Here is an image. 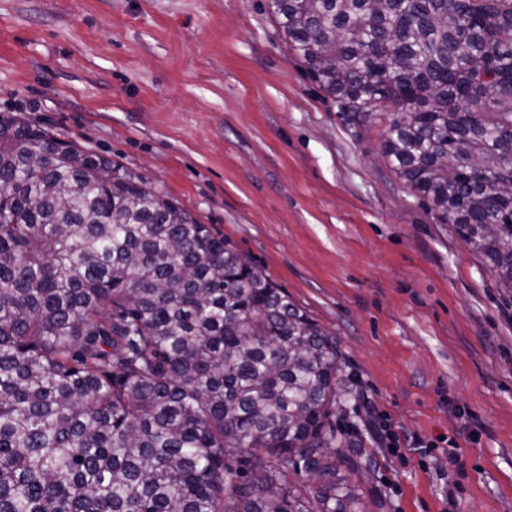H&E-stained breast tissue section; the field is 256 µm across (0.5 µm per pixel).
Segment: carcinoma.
I'll return each instance as SVG.
<instances>
[{
	"label": "carcinoma",
	"mask_w": 512,
	"mask_h": 512,
	"mask_svg": "<svg viewBox=\"0 0 512 512\" xmlns=\"http://www.w3.org/2000/svg\"><path fill=\"white\" fill-rule=\"evenodd\" d=\"M268 8L340 111H393L395 173L512 290V0ZM144 185L0 116V512H361L336 340Z\"/></svg>",
	"instance_id": "carcinoma-1"
}]
</instances>
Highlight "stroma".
Returning <instances> with one entry per match:
<instances>
[{"label": "stroma", "instance_id": "stroma-1", "mask_svg": "<svg viewBox=\"0 0 512 512\" xmlns=\"http://www.w3.org/2000/svg\"><path fill=\"white\" fill-rule=\"evenodd\" d=\"M1 113L174 198L334 335L367 512H512V295L383 158L390 113L339 111L267 0H0Z\"/></svg>", "mask_w": 512, "mask_h": 512}]
</instances>
